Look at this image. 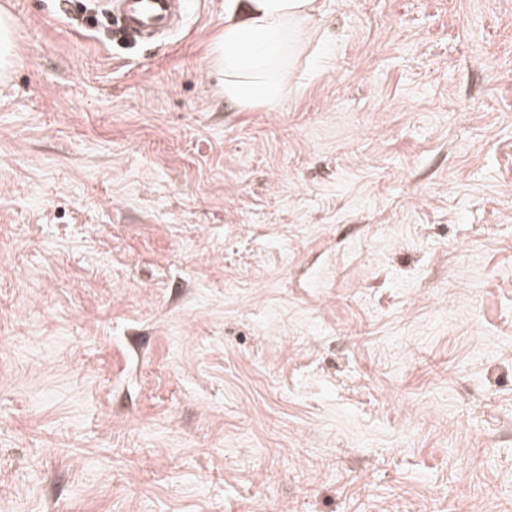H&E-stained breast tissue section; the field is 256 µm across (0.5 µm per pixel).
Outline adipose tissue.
<instances>
[{
	"mask_svg": "<svg viewBox=\"0 0 512 512\" xmlns=\"http://www.w3.org/2000/svg\"><path fill=\"white\" fill-rule=\"evenodd\" d=\"M315 10V0H226L224 30L211 48L212 62L224 75L226 103L245 110L287 96Z\"/></svg>",
	"mask_w": 512,
	"mask_h": 512,
	"instance_id": "ef3b65f1",
	"label": "adipose tissue"
}]
</instances>
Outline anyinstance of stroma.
Masks as SVG:
<instances>
[{"instance_id": "1", "label": "stroma", "mask_w": 512, "mask_h": 512, "mask_svg": "<svg viewBox=\"0 0 512 512\" xmlns=\"http://www.w3.org/2000/svg\"><path fill=\"white\" fill-rule=\"evenodd\" d=\"M318 5L242 111L0 0V512H512V0ZM16 30L8 12L0 13V77L6 78L16 58Z\"/></svg>"}]
</instances>
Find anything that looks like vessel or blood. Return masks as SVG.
<instances>
[{
	"instance_id": "1",
	"label": "vessel or blood",
	"mask_w": 512,
	"mask_h": 512,
	"mask_svg": "<svg viewBox=\"0 0 512 512\" xmlns=\"http://www.w3.org/2000/svg\"><path fill=\"white\" fill-rule=\"evenodd\" d=\"M183 0H102L100 12L122 35L136 40L169 29Z\"/></svg>"
}]
</instances>
